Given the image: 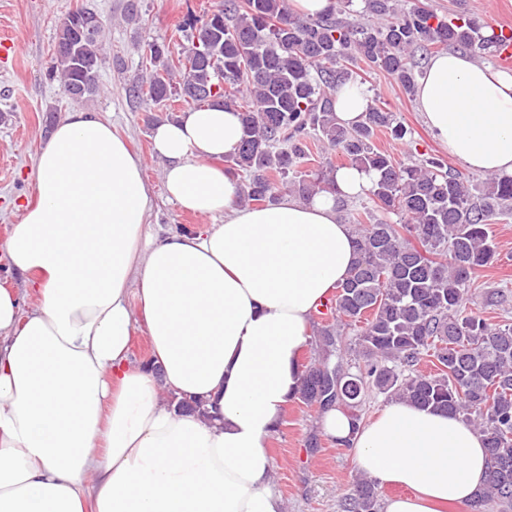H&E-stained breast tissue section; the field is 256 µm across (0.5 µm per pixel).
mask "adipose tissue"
<instances>
[{
	"label": "adipose tissue",
	"instance_id": "1",
	"mask_svg": "<svg viewBox=\"0 0 512 512\" xmlns=\"http://www.w3.org/2000/svg\"><path fill=\"white\" fill-rule=\"evenodd\" d=\"M416 102L449 157L512 175V75L448 50L418 78ZM238 115L205 106L153 130L168 196L222 215L150 236L152 189L109 122L65 113L32 162L34 202L0 253L22 288L0 284V512H283L267 441L300 386L309 323L356 259L336 201L373 176L336 171L335 192L242 207ZM145 331L161 376L133 363ZM204 402L179 413L170 396ZM356 468L403 488L383 512H446L481 488L489 460L457 416L406 402L352 429Z\"/></svg>",
	"mask_w": 512,
	"mask_h": 512
}]
</instances>
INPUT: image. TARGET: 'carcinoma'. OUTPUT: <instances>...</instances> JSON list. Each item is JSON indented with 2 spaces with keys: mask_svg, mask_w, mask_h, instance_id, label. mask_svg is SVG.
I'll return each instance as SVG.
<instances>
[{
  "mask_svg": "<svg viewBox=\"0 0 512 512\" xmlns=\"http://www.w3.org/2000/svg\"><path fill=\"white\" fill-rule=\"evenodd\" d=\"M352 0H335L318 18L290 14L286 0H224L188 24L176 50L152 39L149 60L131 92L147 109L173 112L187 104H222L240 114L243 137L226 170L245 175L241 200L273 203L284 189L298 198L332 189L336 167L311 165L312 146L325 143L347 164L375 175L369 205L351 212L357 259L336 288V323L313 332L296 400L324 413L343 409L352 428L370 393L461 417L482 435L490 468L466 512H512V321L490 324L470 304L476 272L498 260L491 224L512 216V176L472 185L437 159L397 163L373 140H401L407 129L386 107H369L347 128L336 120L334 93L354 82L363 62L412 94L414 47L448 46L484 59L496 55L485 23L440 16L422 0H364L372 23L351 19ZM104 22L88 34L71 17L60 23L48 75L75 88L76 102L97 94ZM357 328L344 337L341 326ZM433 369H419L422 362ZM340 512H381L377 484L361 479Z\"/></svg>",
  "mask_w": 512,
  "mask_h": 512,
  "instance_id": "1",
  "label": "carcinoma"
}]
</instances>
